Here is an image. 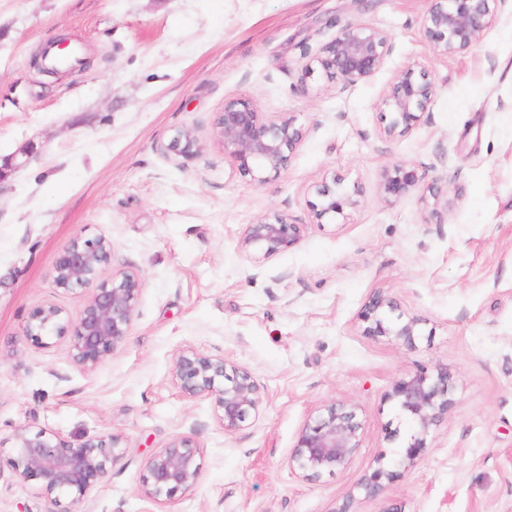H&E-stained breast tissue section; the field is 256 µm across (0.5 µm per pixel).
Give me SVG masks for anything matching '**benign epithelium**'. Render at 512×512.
Masks as SVG:
<instances>
[{
	"instance_id": "benign-epithelium-1",
	"label": "benign epithelium",
	"mask_w": 512,
	"mask_h": 512,
	"mask_svg": "<svg viewBox=\"0 0 512 512\" xmlns=\"http://www.w3.org/2000/svg\"><path fill=\"white\" fill-rule=\"evenodd\" d=\"M503 0H430L423 29L430 51L454 57L468 51L492 26L497 4ZM390 36L371 24H348L304 65L305 74L354 85L372 77L385 63ZM435 95L433 82L418 63L395 77L382 99L385 139L402 137L414 130L429 111ZM215 136L237 164L240 174L253 183L288 168L292 154L303 141L305 130L287 112H261L252 100L238 98L224 103L215 122ZM176 157L189 159L200 150L193 128L179 130L167 145ZM34 153L27 146L19 154L0 159V181L22 166L21 157ZM419 186L411 166L401 163L384 173L381 193L399 200ZM312 204L315 224H333L348 219L358 206V190H349L340 179L315 189ZM306 225L290 224L276 216L246 224L239 233V248L252 262L270 259L295 246ZM111 271L108 279L101 276ZM54 288L87 291L80 311L72 315L53 303L35 308L24 327V336L38 348L51 346L54 337L70 336V358L85 371H93L119 352L130 335L144 287L141 273L130 267L113 266L112 242L103 236H77L57 255L51 269ZM364 332L411 343L418 335L420 319L406 313L393 294L376 291L359 313ZM171 380L188 400H209L219 425L226 433L238 430L261 410L264 393L251 371L221 354L195 349L181 351L174 359ZM406 416L412 433L400 464L414 465L426 451L429 429L448 418L455 400L448 374L421 371L396 380L386 394ZM9 465L22 478L37 482L48 499L69 497L75 503L100 484L124 456L123 438L109 434L73 444L62 434L46 429L17 427L12 435ZM362 423L358 406L332 401L309 416L299 429L289 467L299 478L318 481L344 469L361 447ZM204 446L196 435L178 434L146 460L140 477L142 491L155 503L195 487L201 478ZM394 472L378 465L359 482L368 498L381 495Z\"/></svg>"
}]
</instances>
